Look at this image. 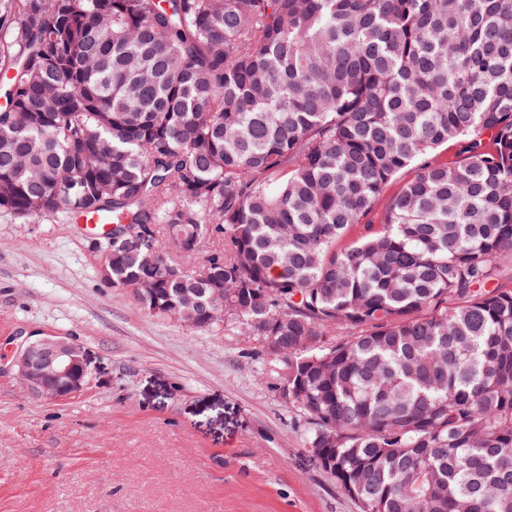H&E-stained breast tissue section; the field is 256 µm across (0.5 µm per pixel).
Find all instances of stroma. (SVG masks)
<instances>
[{
	"label": "stroma",
	"instance_id": "obj_1",
	"mask_svg": "<svg viewBox=\"0 0 512 512\" xmlns=\"http://www.w3.org/2000/svg\"><path fill=\"white\" fill-rule=\"evenodd\" d=\"M100 258L92 230L0 212V512H359L254 337L146 314ZM43 332L84 349L80 395L17 378V347Z\"/></svg>",
	"mask_w": 512,
	"mask_h": 512
}]
</instances>
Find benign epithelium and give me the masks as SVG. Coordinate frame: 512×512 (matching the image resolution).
Segmentation results:
<instances>
[{
  "label": "benign epithelium",
  "mask_w": 512,
  "mask_h": 512,
  "mask_svg": "<svg viewBox=\"0 0 512 512\" xmlns=\"http://www.w3.org/2000/svg\"><path fill=\"white\" fill-rule=\"evenodd\" d=\"M14 368L36 395L60 400L84 391L89 383L84 350L65 336H38L20 348Z\"/></svg>",
  "instance_id": "1"
}]
</instances>
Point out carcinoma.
<instances>
[{"mask_svg":"<svg viewBox=\"0 0 512 512\" xmlns=\"http://www.w3.org/2000/svg\"><path fill=\"white\" fill-rule=\"evenodd\" d=\"M0 26V211L110 221L112 287L254 336L360 512H512V0H0Z\"/></svg>","mask_w":512,"mask_h":512,"instance_id":"obj_1","label":"carcinoma"}]
</instances>
